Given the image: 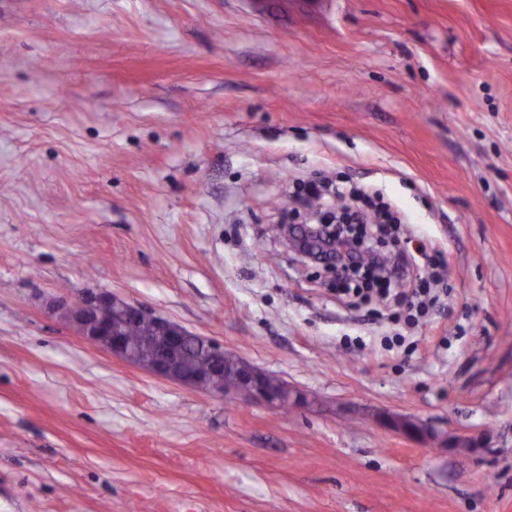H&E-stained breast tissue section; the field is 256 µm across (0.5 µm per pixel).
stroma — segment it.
Segmentation results:
<instances>
[{"mask_svg":"<svg viewBox=\"0 0 512 512\" xmlns=\"http://www.w3.org/2000/svg\"><path fill=\"white\" fill-rule=\"evenodd\" d=\"M299 177L404 214L436 305L302 263ZM96 288L304 403L112 357L53 313ZM0 512H512V0H0Z\"/></svg>","mask_w":512,"mask_h":512,"instance_id":"35a3bbf8","label":"stroma"}]
</instances>
